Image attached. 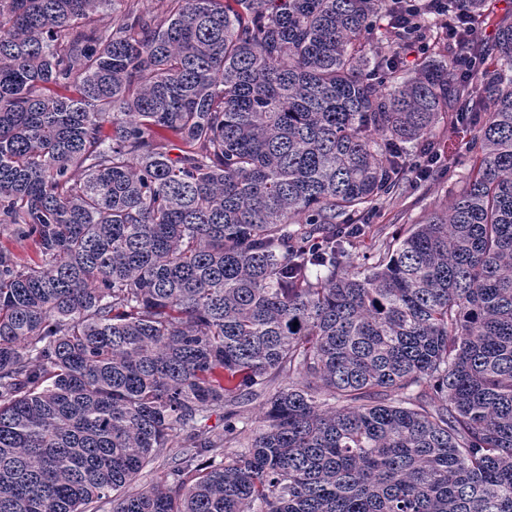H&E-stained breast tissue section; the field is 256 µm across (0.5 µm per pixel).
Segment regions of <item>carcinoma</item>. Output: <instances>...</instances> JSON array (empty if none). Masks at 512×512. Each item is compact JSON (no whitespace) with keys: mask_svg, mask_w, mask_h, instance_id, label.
Returning <instances> with one entry per match:
<instances>
[{"mask_svg":"<svg viewBox=\"0 0 512 512\" xmlns=\"http://www.w3.org/2000/svg\"><path fill=\"white\" fill-rule=\"evenodd\" d=\"M159 2L0 0V512H512V24L468 178L352 271L468 84L397 0ZM0 244L12 250L18 257L28 262H38L39 257L34 245L30 241L19 240L4 233L0 235ZM249 399H245L241 401L236 410L239 413V418L242 422L248 424V428H257L260 425L262 411L264 407V403L266 401V396H253L248 397Z\"/></svg>","mask_w":512,"mask_h":512,"instance_id":"obj_1","label":"carcinoma"}]
</instances>
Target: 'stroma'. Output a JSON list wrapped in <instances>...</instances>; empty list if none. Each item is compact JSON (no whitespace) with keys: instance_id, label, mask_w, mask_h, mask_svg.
<instances>
[{"instance_id":"obj_1","label":"stroma","mask_w":512,"mask_h":512,"mask_svg":"<svg viewBox=\"0 0 512 512\" xmlns=\"http://www.w3.org/2000/svg\"><path fill=\"white\" fill-rule=\"evenodd\" d=\"M432 138L439 144L441 160L425 178L404 173L400 190L385 196L377 213L362 217L365 232L344 243L345 261L358 267L371 265L386 243L420 222L432 210L446 207L449 194L469 173L471 136L457 130L453 118L448 117L433 129Z\"/></svg>"}]
</instances>
